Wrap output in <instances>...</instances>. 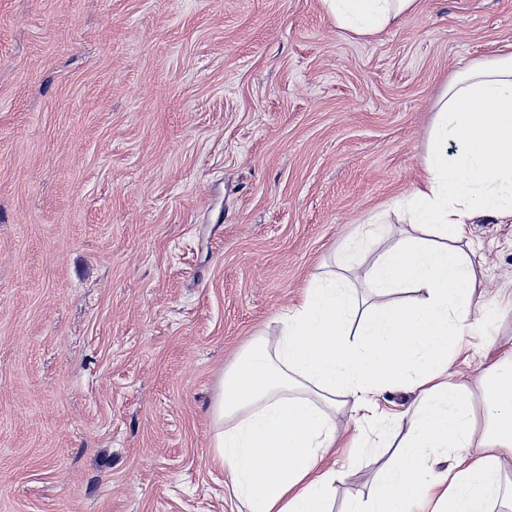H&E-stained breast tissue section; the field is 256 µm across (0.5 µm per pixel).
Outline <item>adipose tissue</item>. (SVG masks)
<instances>
[{
	"mask_svg": "<svg viewBox=\"0 0 512 512\" xmlns=\"http://www.w3.org/2000/svg\"><path fill=\"white\" fill-rule=\"evenodd\" d=\"M339 28L373 37L419 0H322ZM412 224L429 229L357 270L317 276L301 303L280 318L277 335L258 339L225 373L215 408V461L230 476L243 512H332L334 470L320 463L336 442L335 416L346 398L410 389L419 399L399 458L379 470L370 499L346 512H412L443 487L437 512H490L504 491L500 450L512 453V360L484 382L485 431L470 398L447 381L465 337L480 283L473 260L449 248L480 214L512 220V53L463 65L441 98L424 176L398 198ZM382 295L424 291L416 306L375 305L361 322L350 273ZM443 452L438 469L432 454Z\"/></svg>",
	"mask_w": 512,
	"mask_h": 512,
	"instance_id": "obj_1",
	"label": "adipose tissue"
}]
</instances>
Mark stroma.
Masks as SVG:
<instances>
[{"instance_id": "obj_1", "label": "stroma", "mask_w": 512, "mask_h": 512, "mask_svg": "<svg viewBox=\"0 0 512 512\" xmlns=\"http://www.w3.org/2000/svg\"><path fill=\"white\" fill-rule=\"evenodd\" d=\"M509 45L512 0H419L372 38L321 0H0V512H238L225 371L340 254L412 234L393 202L446 82ZM455 245L498 310L451 370L479 415L512 349V223ZM416 398L337 415L333 512Z\"/></svg>"}]
</instances>
